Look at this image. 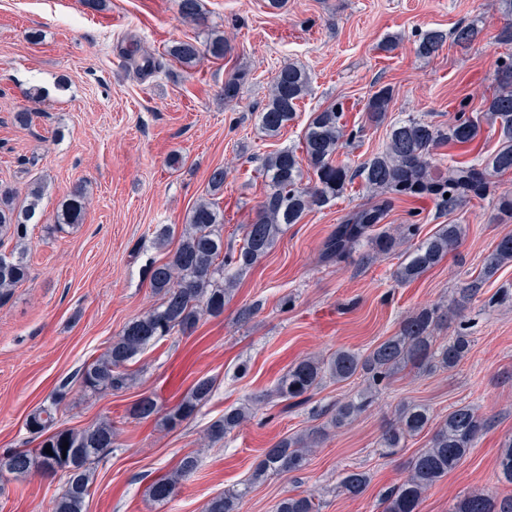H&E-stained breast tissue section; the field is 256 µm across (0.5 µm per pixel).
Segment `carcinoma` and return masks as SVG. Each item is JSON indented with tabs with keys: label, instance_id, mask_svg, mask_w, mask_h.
<instances>
[{
	"label": "carcinoma",
	"instance_id": "carcinoma-1",
	"mask_svg": "<svg viewBox=\"0 0 512 512\" xmlns=\"http://www.w3.org/2000/svg\"><path fill=\"white\" fill-rule=\"evenodd\" d=\"M497 2L501 13L507 17L498 41L511 46L512 0ZM177 7L183 18L199 19V0H177ZM480 35L481 29L475 23L458 25L449 34L429 30L420 38L418 52L431 56L449 38L467 46L476 42ZM201 51L193 42L180 41L174 43L168 53L189 66ZM204 51L219 60L231 51V45L224 35L213 34ZM308 87L309 77L303 67L288 64L278 71L260 115L266 136H278L294 119L298 102L304 98ZM393 98V89L388 85L374 91L365 105L366 121L376 126L383 123ZM485 104L499 124L498 149L485 158L453 160L440 171L433 164L436 150L470 143L479 135L478 124L463 112L455 113L446 125L416 117L391 124L385 150L354 168L338 159L339 145L345 136L343 104L333 103L313 113L304 132L301 151L284 148L263 159L265 198L257 219L243 225L242 244L224 245V213L215 201H199L187 216L178 247L167 261L150 268V287L159 297L157 306L131 320L102 354L84 363L72 380L62 383L28 415L26 429L38 440V445L33 451L26 448L19 453L11 450L1 455L0 473L18 477L37 466L44 474L54 476L58 468L66 465L69 470L62 474L64 486L54 500L53 512H86V499L94 481L93 464L112 452L117 427L112 419L103 417L81 429L56 428L59 405L73 386L91 394H108L127 388L133 380V373L127 369L129 362L165 338L193 332L203 316L222 315L225 298L237 275L265 256L288 226L300 223L308 213L325 207L357 178L371 199L336 225L324 243V258L339 261L364 240L370 242L375 256L389 254L405 245L404 260L396 272L401 283L413 282L439 264L461 242L462 225L444 224L435 234L413 246L411 242L418 236L419 225L388 227L384 221L396 201L425 197L432 199L439 210L452 211L466 198L484 197L489 191L490 177L512 171V53L507 54L498 67L496 89L485 99ZM304 162L314 176L308 184L303 183ZM46 189L41 181L28 184L20 205L16 191L0 188V243L14 242L10 253L0 254V303L8 301L13 288L31 277L27 259L29 225L37 223ZM85 199V186L75 187L62 203L58 222L70 226L80 224ZM511 263L510 235L496 244L482 272L459 289L449 306L458 310L464 308L481 293L487 280ZM447 314L448 311L439 306L423 308L407 316L395 335L367 354L341 348L327 358H303L280 378L275 394L284 401L302 403L311 399L327 377L343 382L361 375L375 389L409 366L453 369L470 352L471 340L459 332L444 342L437 341L434 332ZM214 386V380L209 377L197 379L183 400L165 414L163 421L176 426L194 418L210 398ZM368 404L366 392L336 404L329 411V424L341 427L354 422ZM160 411L157 399L147 395L130 407L128 415L136 420H148L158 416ZM252 415V405L248 402L225 408L224 415L207 427L204 440L215 443L225 439ZM432 424L435 431L428 446L412 459L409 477L383 496L385 512H418L424 493L470 453L483 428L482 419L470 405L456 406L435 424L427 405L407 403L397 409L396 418L383 430L380 447L392 454L403 447L407 439L422 434ZM322 439V431L315 428L280 439L265 450L248 483L212 498L207 512H240L252 486L274 476L303 470ZM65 442L68 447L64 449ZM48 446L53 452L51 456L44 452ZM197 465L196 457L184 456L174 472L150 486L151 496L157 501L174 496ZM498 480L512 484V439L502 445ZM368 483L366 473L346 470L339 475L338 487L351 496H359ZM319 509L314 496L304 492L285 497L274 505V512H319ZM453 512H512V497L499 499L483 492L472 493L459 500Z\"/></svg>",
	"mask_w": 512,
	"mask_h": 512
}]
</instances>
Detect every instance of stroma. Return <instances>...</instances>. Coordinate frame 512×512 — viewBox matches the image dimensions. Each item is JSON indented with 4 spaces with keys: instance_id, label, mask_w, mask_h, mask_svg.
I'll return each instance as SVG.
<instances>
[{
    "instance_id": "stroma-1",
    "label": "stroma",
    "mask_w": 512,
    "mask_h": 512,
    "mask_svg": "<svg viewBox=\"0 0 512 512\" xmlns=\"http://www.w3.org/2000/svg\"><path fill=\"white\" fill-rule=\"evenodd\" d=\"M201 19L184 20L175 0H0V186L24 188L45 181L49 193L31 227L30 279L0 306V452L29 448L30 412L84 362L102 352L133 318L158 303L148 269L167 251L154 243L157 225L181 230L187 213L209 195L211 171L227 176L220 207L224 237L238 241L264 198L262 161L284 147L300 148L312 113L331 103L345 107L348 129L360 130L339 157L357 164L380 152L390 123L423 117L438 124L465 111L480 127L474 143L444 147L435 162L491 154L499 128L485 113L506 49L497 42L504 23L495 0H201ZM477 24L478 41L446 42L438 54H418L421 36ZM231 39L224 59L201 55L184 66L172 58L173 42L205 43L210 30ZM393 37V51L383 49ZM151 57L139 72L127 59L132 47ZM294 63L310 75L309 92L295 119L268 137L259 114L273 79ZM238 77V94L225 101L224 83ZM382 85L394 100L381 126L366 124L364 106ZM46 90L32 102V88ZM27 109L32 122L14 114ZM88 198L81 224L55 233L60 203L76 184ZM512 191V174L495 178L481 198L439 213L429 200L399 202L388 221L417 223L420 238L444 224L463 225L460 246L409 284L397 281L401 252L365 261L361 244L342 261L322 258L328 235L365 203L352 186L321 210L291 225L270 251L237 277L218 317L203 318L187 336L155 344L128 365L135 382L116 394L72 389L58 414L59 428H81L111 416L114 448L95 464L86 512H205L207 502L243 487L263 452L282 437L312 427L327 435L299 472L268 479L244 498L241 512H273L288 494L313 493L320 512H383L385 491L400 484L430 433L406 441L397 454L379 450L382 431L406 402L430 405L435 418L471 405L484 420L473 451L425 493L419 512H451L465 496H512L497 480L502 443L512 438V264L489 279L478 298L449 316L437 334L464 331L472 340L454 369L406 368L375 391L374 401L352 424L329 427L328 409L353 397L362 379L325 381L306 403L287 406L274 393L278 379L298 359L327 357L340 348L373 349L397 333L415 311L444 306L477 276L497 242L512 235V217L500 214L498 196ZM254 307L242 318L246 307ZM201 377L215 380L207 403L190 421L167 428L156 420L126 418L144 395L174 407ZM255 400V414L223 441L205 444L209 424L225 407ZM196 471L177 494L160 502L149 488L186 455ZM345 469L366 472L365 492L339 491ZM62 476L32 470L0 478V512H51Z\"/></svg>"
}]
</instances>
